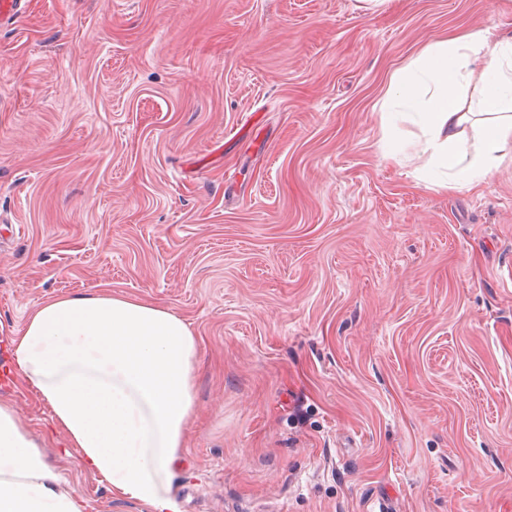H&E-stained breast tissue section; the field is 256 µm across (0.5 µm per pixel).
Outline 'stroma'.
Returning a JSON list of instances; mask_svg holds the SVG:
<instances>
[{"mask_svg":"<svg viewBox=\"0 0 512 512\" xmlns=\"http://www.w3.org/2000/svg\"><path fill=\"white\" fill-rule=\"evenodd\" d=\"M512 0H23L0 28V337L102 288L200 343L180 512H512V163L444 189L393 70ZM85 512H148L63 455Z\"/></svg>","mask_w":512,"mask_h":512,"instance_id":"1","label":"stroma"}]
</instances>
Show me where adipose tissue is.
<instances>
[{
    "label": "adipose tissue",
    "mask_w": 512,
    "mask_h": 512,
    "mask_svg": "<svg viewBox=\"0 0 512 512\" xmlns=\"http://www.w3.org/2000/svg\"><path fill=\"white\" fill-rule=\"evenodd\" d=\"M415 114L441 187L478 183L512 158V32L478 31L430 45L394 71L382 109ZM478 130L469 146L466 126ZM198 338L166 307L102 288L42 304L0 340V380L47 406L52 431L78 449L79 466L114 494L178 512L172 467L195 412ZM0 512H85L46 463L41 442L0 405Z\"/></svg>",
    "instance_id": "ef3b65f1"
}]
</instances>
